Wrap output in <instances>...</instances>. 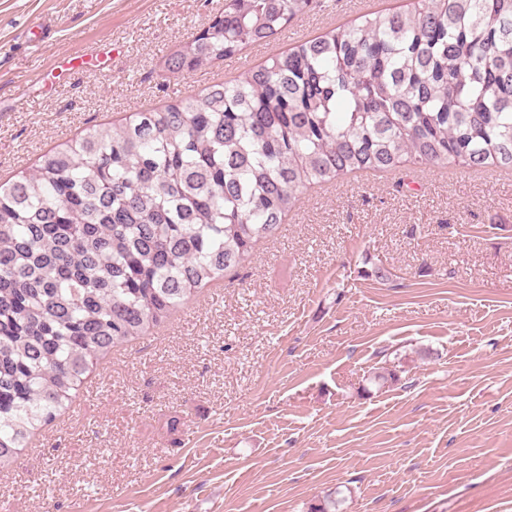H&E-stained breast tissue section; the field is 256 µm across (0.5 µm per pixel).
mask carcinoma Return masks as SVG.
<instances>
[{
	"mask_svg": "<svg viewBox=\"0 0 512 512\" xmlns=\"http://www.w3.org/2000/svg\"><path fill=\"white\" fill-rule=\"evenodd\" d=\"M312 6L224 0L161 71L269 44ZM408 164L512 168V0L364 15L0 184V470L95 362L237 270L304 191Z\"/></svg>",
	"mask_w": 512,
	"mask_h": 512,
	"instance_id": "cac0c4a2",
	"label": "carcinoma"
}]
</instances>
